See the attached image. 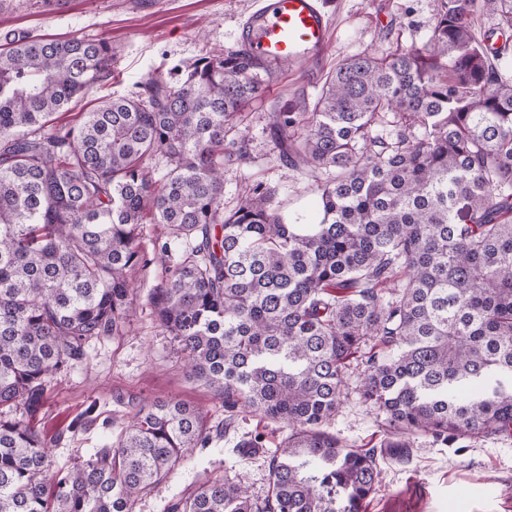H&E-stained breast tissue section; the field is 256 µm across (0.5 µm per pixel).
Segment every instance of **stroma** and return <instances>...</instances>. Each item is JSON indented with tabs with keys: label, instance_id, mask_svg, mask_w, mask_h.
Instances as JSON below:
<instances>
[{
	"label": "stroma",
	"instance_id": "1",
	"mask_svg": "<svg viewBox=\"0 0 512 512\" xmlns=\"http://www.w3.org/2000/svg\"><path fill=\"white\" fill-rule=\"evenodd\" d=\"M253 0H65L49 11L43 0H0V39L8 34L62 35L80 32L107 38L114 48L112 76L72 101L71 112H85L98 101L131 93L148 71L167 72L211 50L237 48L240 28ZM332 19L329 49L319 64L288 68L270 82L264 96L250 103L236 134L248 149L247 161L224 164V208L233 210L244 186L262 183L278 188L282 209L303 215L316 209L319 194L308 173L290 171L275 145L271 113L287 109L299 92L314 96L328 73L343 60L364 52L393 54L421 43L434 22L436 0H326ZM167 239L160 224L144 227L146 266L132 275L137 313L124 335L91 343L87 356L54 384L39 425L47 435L66 431L51 446L55 463L89 456L113 441L114 429L97 422L70 433L67 425L89 403L116 424L157 397L187 401L209 423L225 419L220 403L204 387L189 381L181 354L158 327L148 294L168 277L180 249L161 251ZM365 370L355 360L347 370L349 392L328 429L355 447L379 451L381 481L365 512H512V440L493 438L445 446L416 439L404 456L386 453L389 436L377 409L364 402L358 386ZM259 432L260 448L240 447L242 436ZM286 431L281 424L247 414L234 430L205 450L189 453L183 464L139 500L136 512H166L168 504L190 493L200 482L242 477L251 494L265 495L267 449L278 446Z\"/></svg>",
	"mask_w": 512,
	"mask_h": 512
}]
</instances>
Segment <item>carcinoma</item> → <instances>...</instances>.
I'll return each mask as SVG.
<instances>
[{"instance_id": "1", "label": "carcinoma", "mask_w": 512, "mask_h": 512, "mask_svg": "<svg viewBox=\"0 0 512 512\" xmlns=\"http://www.w3.org/2000/svg\"><path fill=\"white\" fill-rule=\"evenodd\" d=\"M512 0H436L424 43L340 63L313 102L272 115L288 168L314 174L315 222L278 190L224 212V145L273 67L207 52L90 112L63 110L111 74L112 43L21 35L0 45V512H136L224 427L158 397L65 466L36 417L86 347L136 315L142 229L188 245L150 294L190 381L228 422L288 427L268 493L208 479L166 512H362L375 451L326 426L349 360L375 340L360 394L390 447L512 438V55L475 33ZM304 133H299L300 129ZM161 159L157 178L151 162Z\"/></svg>"}]
</instances>
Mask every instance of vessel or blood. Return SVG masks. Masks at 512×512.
<instances>
[{
	"instance_id": "b4317fda",
	"label": "vessel or blood",
	"mask_w": 512,
	"mask_h": 512,
	"mask_svg": "<svg viewBox=\"0 0 512 512\" xmlns=\"http://www.w3.org/2000/svg\"><path fill=\"white\" fill-rule=\"evenodd\" d=\"M249 55L276 63L323 58L329 17L320 0H256L241 30Z\"/></svg>"
}]
</instances>
